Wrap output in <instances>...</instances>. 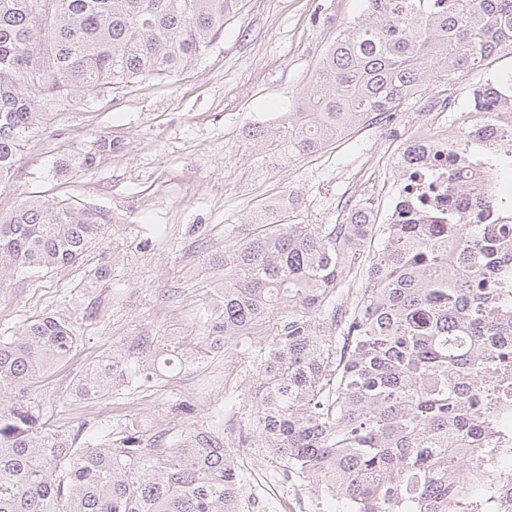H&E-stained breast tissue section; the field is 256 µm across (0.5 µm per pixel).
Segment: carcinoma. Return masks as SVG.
<instances>
[{"instance_id": "cac0c4a2", "label": "carcinoma", "mask_w": 512, "mask_h": 512, "mask_svg": "<svg viewBox=\"0 0 512 512\" xmlns=\"http://www.w3.org/2000/svg\"><path fill=\"white\" fill-rule=\"evenodd\" d=\"M240 0H0V184L40 119L41 98H77L167 79L192 66L224 34ZM512 53V0H362L325 49L288 123L247 130L313 153L366 123L389 121L413 96L454 90L464 71ZM473 90L499 104L501 84ZM469 132L448 125L401 142L403 189L414 171L448 161V198L468 193L462 158ZM505 171L512 145L485 137ZM115 150L65 163L91 169ZM499 201L474 195L470 211L422 209L376 222L370 202L339 224H306L284 204L252 216L257 231L224 246L223 301L205 309L202 332L173 340L141 363L152 340L124 360L104 355L72 383L80 399L118 386L142 388L228 350L250 359L249 425L233 441L205 426L165 432L128 425L94 443L85 423H48L37 396L80 336L45 314L0 340V512H242L230 447L265 441L262 458L315 489L334 512H512V441L494 368L512 362V232L483 224ZM105 233L103 217L65 201H28L0 216V277L36 282L74 266ZM361 275L353 296L344 284Z\"/></svg>"}]
</instances>
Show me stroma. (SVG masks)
<instances>
[{
  "mask_svg": "<svg viewBox=\"0 0 512 512\" xmlns=\"http://www.w3.org/2000/svg\"><path fill=\"white\" fill-rule=\"evenodd\" d=\"M360 11V0H242L223 38L181 75L42 104L12 177L0 184V214L36 198L64 200L107 222L82 266L55 269L34 283L0 284V339L47 313L70 317L81 337L40 392L51 424L91 422L98 440L135 422L161 431L171 426V404L183 400L194 407L192 421L209 428L248 421V360L235 350L149 388L90 400L70 390L74 377L104 354L128 352L142 338L195 335L224 276L212 260L251 233L249 212L284 199L306 222L334 224L364 198L379 213L391 209L389 170L399 143L383 139L379 125L309 155L246 136L251 126L283 119L340 26ZM511 71L512 56L505 55L488 70L461 73L453 109L469 110L474 87ZM102 136L116 149L92 170L62 169ZM103 261L112 264L111 280L88 283L86 268ZM236 454L245 473L244 512L282 502L288 512H319L309 487L282 480L253 451Z\"/></svg>",
  "mask_w": 512,
  "mask_h": 512,
  "instance_id": "1",
  "label": "stroma"
}]
</instances>
